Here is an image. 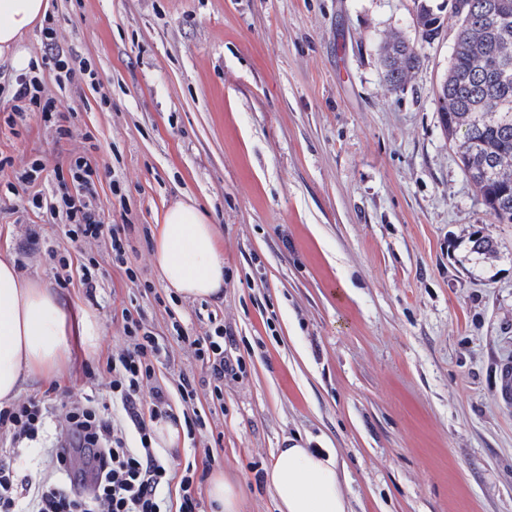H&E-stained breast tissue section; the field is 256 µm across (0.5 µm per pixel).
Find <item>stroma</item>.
Returning a JSON list of instances; mask_svg holds the SVG:
<instances>
[{"instance_id":"35a3bbf8","label":"stroma","mask_w":512,"mask_h":512,"mask_svg":"<svg viewBox=\"0 0 512 512\" xmlns=\"http://www.w3.org/2000/svg\"><path fill=\"white\" fill-rule=\"evenodd\" d=\"M433 2L427 42L418 0H51L60 49L95 77L60 85L40 29L25 34L70 135L37 117L0 126V257L97 313L104 336L93 354L70 337L63 376L23 388L55 401L48 442L67 438L74 402L109 399L126 308L162 346L159 384H197L207 429L165 457L238 480L245 512H276L259 476L293 436L336 451L353 512H512V224L495 222L439 123L456 27ZM396 36L421 58L401 89L379 59ZM85 153L119 174L122 204L105 174L96 201L129 224L135 278L107 243L70 240L31 208L50 183L17 181L33 160ZM187 195L220 234V300L171 297L153 267L162 214ZM481 236L493 253H472ZM215 321L242 364L220 405L172 329ZM417 8V25L422 31V38L431 40L438 34L440 28L439 17L436 16L429 0H420Z\"/></svg>"}]
</instances>
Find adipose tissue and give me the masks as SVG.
Masks as SVG:
<instances>
[{
	"label": "adipose tissue",
	"mask_w": 512,
	"mask_h": 512,
	"mask_svg": "<svg viewBox=\"0 0 512 512\" xmlns=\"http://www.w3.org/2000/svg\"><path fill=\"white\" fill-rule=\"evenodd\" d=\"M49 0H0V57L19 70L30 58L19 41L43 23ZM153 264L166 290L184 299L215 298L224 289V251L214 224L194 200L170 207L153 241ZM77 332L96 352L103 325L83 311L69 326L62 296L25 277L14 258L0 259V405L15 400L28 380L58 375L69 356L67 336ZM279 512H351L333 449L285 439L265 471Z\"/></svg>",
	"instance_id": "obj_1"
}]
</instances>
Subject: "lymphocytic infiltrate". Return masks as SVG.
<instances>
[{
  "instance_id": "1",
  "label": "lymphocytic infiltrate",
  "mask_w": 512,
  "mask_h": 512,
  "mask_svg": "<svg viewBox=\"0 0 512 512\" xmlns=\"http://www.w3.org/2000/svg\"><path fill=\"white\" fill-rule=\"evenodd\" d=\"M37 109L45 120L57 112L54 99L43 97L38 83L18 75L12 87L11 112L27 119ZM71 179L82 194L60 193L57 203L69 220L71 239L107 241L115 261L126 263L127 227L104 223L85 196L93 192L98 173L90 157L80 156L68 168ZM125 346L107 363L112 376V399L104 403L89 395L72 405L67 422L69 441L51 449L55 479L30 485L14 465L16 446L37 441L53 417L47 397H28L0 408V430L12 436L14 446L0 450V512H205L198 491L205 475L196 461L182 469L171 468L154 446V426L174 418V404L189 407L197 399L193 379L182 377L175 391L157 383L155 362L158 339L129 310H122ZM198 361L213 378L212 398L223 401L224 376L232 367L224 360V347L211 336L181 334ZM150 405H143V395ZM87 457L91 467V495L76 491L71 476L75 457Z\"/></svg>"
}]
</instances>
